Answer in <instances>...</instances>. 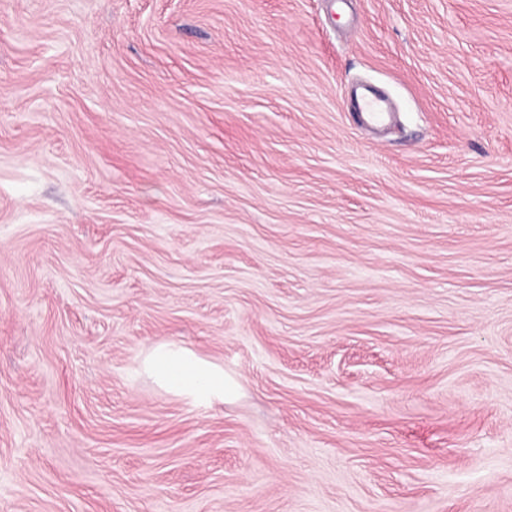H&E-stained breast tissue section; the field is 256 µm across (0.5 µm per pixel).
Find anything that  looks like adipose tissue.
<instances>
[{"mask_svg":"<svg viewBox=\"0 0 512 512\" xmlns=\"http://www.w3.org/2000/svg\"><path fill=\"white\" fill-rule=\"evenodd\" d=\"M144 371L168 392L198 405L235 397L237 383L219 367L174 342L153 346L143 360Z\"/></svg>","mask_w":512,"mask_h":512,"instance_id":"1","label":"adipose tissue"}]
</instances>
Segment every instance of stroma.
<instances>
[{"mask_svg":"<svg viewBox=\"0 0 512 512\" xmlns=\"http://www.w3.org/2000/svg\"><path fill=\"white\" fill-rule=\"evenodd\" d=\"M0 512H512V0H0ZM363 109L367 115V122L372 125H382L390 119V107L381 98L364 95ZM143 369L168 392L198 405L232 399L238 391L237 383L222 367L174 342L153 346L143 360Z\"/></svg>","mask_w":512,"mask_h":512,"instance_id":"obj_1","label":"stroma"}]
</instances>
